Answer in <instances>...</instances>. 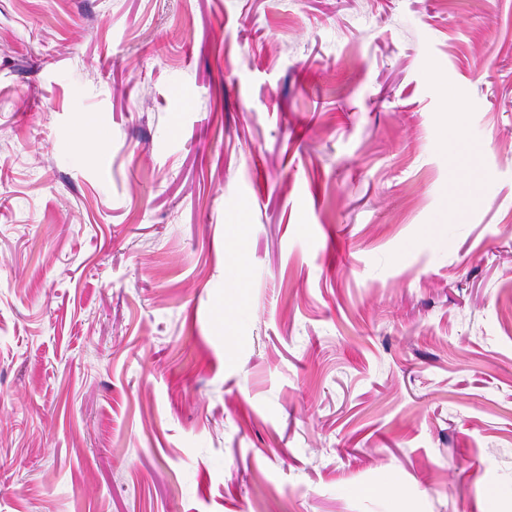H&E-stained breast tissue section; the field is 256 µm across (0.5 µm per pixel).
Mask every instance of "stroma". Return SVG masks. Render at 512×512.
I'll list each match as a JSON object with an SVG mask.
<instances>
[{"instance_id": "stroma-1", "label": "stroma", "mask_w": 512, "mask_h": 512, "mask_svg": "<svg viewBox=\"0 0 512 512\" xmlns=\"http://www.w3.org/2000/svg\"><path fill=\"white\" fill-rule=\"evenodd\" d=\"M0 512H512V0H0Z\"/></svg>"}]
</instances>
